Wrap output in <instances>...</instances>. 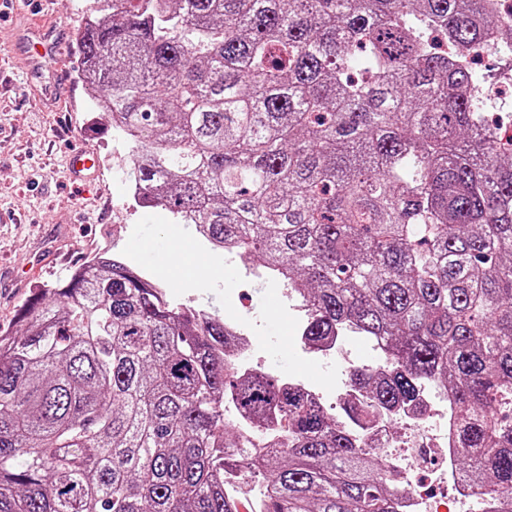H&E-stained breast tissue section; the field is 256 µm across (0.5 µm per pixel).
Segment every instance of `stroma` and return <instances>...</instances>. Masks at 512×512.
Segmentation results:
<instances>
[{"label": "stroma", "mask_w": 512, "mask_h": 512, "mask_svg": "<svg viewBox=\"0 0 512 512\" xmlns=\"http://www.w3.org/2000/svg\"><path fill=\"white\" fill-rule=\"evenodd\" d=\"M87 0H0V67L11 75L0 88V210L24 212L21 224L0 223V329H16L19 308L36 291L54 287L102 248L134 270L146 272L139 241L154 224L167 237L175 222L160 207H143L126 197L131 147L103 118L85 108L86 86L76 58L61 66L56 92L27 79L19 60L20 36L40 22L48 39L73 41ZM86 148L100 159L91 190L71 180L69 151ZM192 237L182 234L176 250L158 261V284L172 306H196L223 316L245 315L254 348L274 375L307 376L322 383L319 361L290 344L300 312L281 315L269 295L275 279L259 266L228 267L223 255L208 268L197 265ZM266 289H256V282Z\"/></svg>", "instance_id": "35a3bbf8"}]
</instances>
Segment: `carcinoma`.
<instances>
[{
    "mask_svg": "<svg viewBox=\"0 0 512 512\" xmlns=\"http://www.w3.org/2000/svg\"><path fill=\"white\" fill-rule=\"evenodd\" d=\"M81 76L131 144L144 203L264 263L305 341L384 346L350 371L355 425L444 385L479 512L512 500V149L488 114L498 0H102ZM0 333V512H397L377 451L273 376L243 379L218 315L112 258L34 294ZM233 394L276 447L224 419Z\"/></svg>",
    "mask_w": 512,
    "mask_h": 512,
    "instance_id": "carcinoma-1",
    "label": "carcinoma"
}]
</instances>
